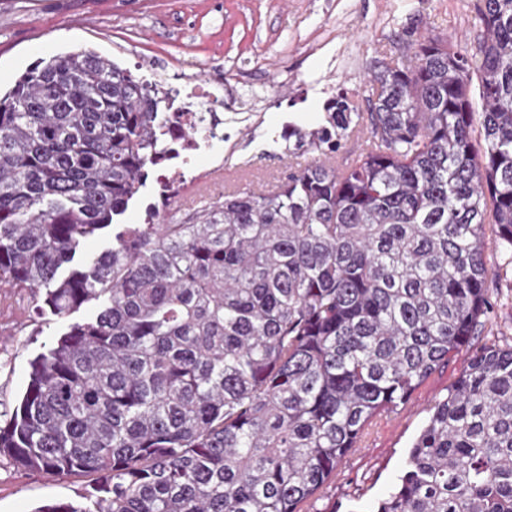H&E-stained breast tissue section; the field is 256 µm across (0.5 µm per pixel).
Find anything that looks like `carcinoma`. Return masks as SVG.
<instances>
[{"mask_svg":"<svg viewBox=\"0 0 512 512\" xmlns=\"http://www.w3.org/2000/svg\"><path fill=\"white\" fill-rule=\"evenodd\" d=\"M472 51L439 36L377 60L368 112L340 92L288 126L314 159L274 190L117 228L169 138L149 83L93 50L0 96V282L64 315L30 362L0 454L94 478L35 512H298L368 421L468 349L485 315V228L512 249V0H481ZM368 130L338 168L322 161ZM480 130L482 141L474 137ZM375 512H512V347L438 400ZM114 230L112 225L105 228L94 238L82 241L74 255L72 262L65 264L59 271V277L63 278L74 268L89 264L93 259L107 250L112 249L114 245Z\"/></svg>","mask_w":512,"mask_h":512,"instance_id":"1","label":"carcinoma"}]
</instances>
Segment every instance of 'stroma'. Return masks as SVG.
<instances>
[{
  "mask_svg": "<svg viewBox=\"0 0 512 512\" xmlns=\"http://www.w3.org/2000/svg\"><path fill=\"white\" fill-rule=\"evenodd\" d=\"M477 0H0V92L34 63L92 49L152 80L193 73L223 78L236 100L224 112V154L200 166L244 168L283 179L295 169L282 137L288 124L316 128L323 104L347 92L366 109L379 51L398 36L448 37L470 47L479 24ZM493 304L473 347L512 346V253L487 232ZM41 294L0 284V413L17 406L29 363L94 306L60 317L37 315ZM467 353L436 368L409 401L365 427L357 448L299 512H374L406 468L409 450L430 410L465 371ZM90 481L16 468L0 457V512H36L57 501H80Z\"/></svg>",
  "mask_w": 512,
  "mask_h": 512,
  "instance_id": "obj_1",
  "label": "stroma"
}]
</instances>
